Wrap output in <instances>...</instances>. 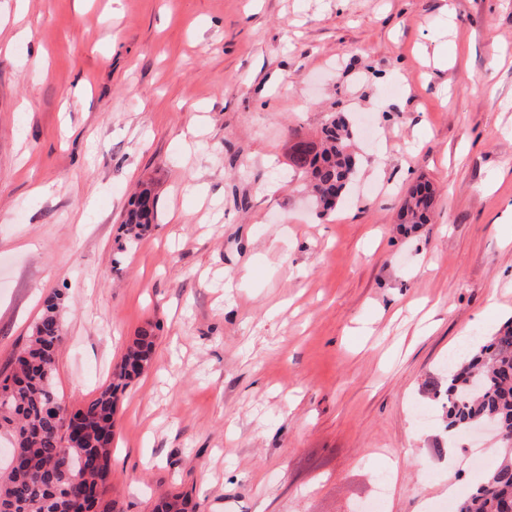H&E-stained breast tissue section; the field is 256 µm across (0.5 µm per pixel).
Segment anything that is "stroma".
<instances>
[{
  "instance_id": "stroma-1",
  "label": "stroma",
  "mask_w": 512,
  "mask_h": 512,
  "mask_svg": "<svg viewBox=\"0 0 512 512\" xmlns=\"http://www.w3.org/2000/svg\"><path fill=\"white\" fill-rule=\"evenodd\" d=\"M334 114L359 167L322 214L290 154ZM55 295L72 408L154 329L119 512H364L384 471L382 512H456L493 456L428 386L512 317V0H0V371ZM156 206L153 189L148 183H142L128 202L121 224L124 242L119 246L120 251L134 245L155 224ZM434 204V191L426 182H419L407 191L398 212V224L412 227L427 224ZM199 504L184 493H168L156 501L153 512H198Z\"/></svg>"
}]
</instances>
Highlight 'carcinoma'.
I'll use <instances>...</instances> for the list:
<instances>
[{
	"instance_id": "1",
	"label": "carcinoma",
	"mask_w": 512,
	"mask_h": 512,
	"mask_svg": "<svg viewBox=\"0 0 512 512\" xmlns=\"http://www.w3.org/2000/svg\"><path fill=\"white\" fill-rule=\"evenodd\" d=\"M351 131L343 119H331L319 146L299 143L292 165L307 174L318 206L328 212L346 196L356 177L357 157ZM434 191L419 182L401 201L398 221L426 224ZM157 200L151 186L140 185L128 202L119 250L134 245L156 220ZM57 299L47 301L15 368L0 375V432L14 439L22 460L0 473V512H117L107 498L112 442L119 395L151 365L155 336L143 327L115 365L112 382L86 407L73 410L54 386L58 350L64 342ZM443 380L430 392L441 404L445 430L461 432L495 421L512 434V320L469 352L448 362ZM506 439L499 460L457 512H505L512 502V450ZM199 504L184 493H168L153 512H198Z\"/></svg>"
}]
</instances>
